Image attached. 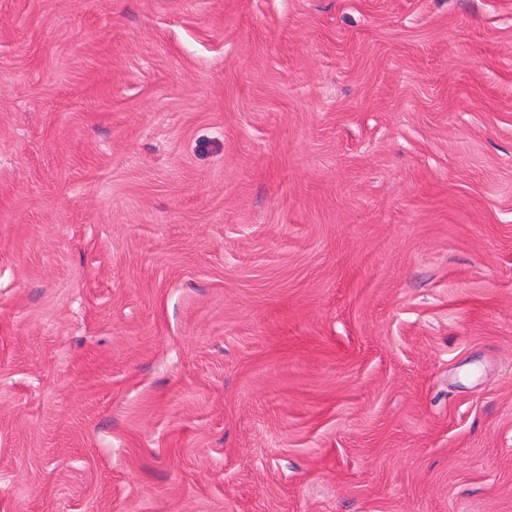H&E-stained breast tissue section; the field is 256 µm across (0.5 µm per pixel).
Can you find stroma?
I'll return each mask as SVG.
<instances>
[{
  "mask_svg": "<svg viewBox=\"0 0 512 512\" xmlns=\"http://www.w3.org/2000/svg\"><path fill=\"white\" fill-rule=\"evenodd\" d=\"M0 512H512V0H0Z\"/></svg>",
  "mask_w": 512,
  "mask_h": 512,
  "instance_id": "obj_1",
  "label": "stroma"
}]
</instances>
